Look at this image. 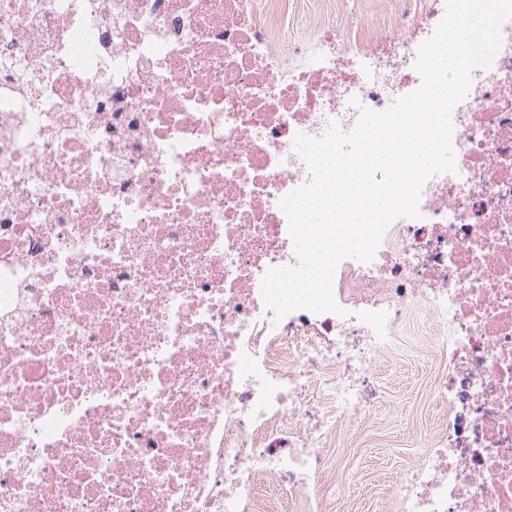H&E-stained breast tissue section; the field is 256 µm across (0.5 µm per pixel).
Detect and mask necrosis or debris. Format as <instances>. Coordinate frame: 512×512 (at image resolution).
Returning <instances> with one entry per match:
<instances>
[{"instance_id": "4bbe7bcc", "label": "necrosis or debris", "mask_w": 512, "mask_h": 512, "mask_svg": "<svg viewBox=\"0 0 512 512\" xmlns=\"http://www.w3.org/2000/svg\"><path fill=\"white\" fill-rule=\"evenodd\" d=\"M279 0H0V512H335L327 449L397 339L436 337L448 430L399 512H512V18L451 111L456 170L338 312L276 318L300 259L281 199L297 135L351 133L416 91L446 0L318 53Z\"/></svg>"}]
</instances>
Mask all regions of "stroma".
Instances as JSON below:
<instances>
[{"mask_svg": "<svg viewBox=\"0 0 512 512\" xmlns=\"http://www.w3.org/2000/svg\"><path fill=\"white\" fill-rule=\"evenodd\" d=\"M395 0H288V29L304 36L308 46L320 41L317 28L324 14L336 17L351 42L368 51L367 31L357 29L354 18L388 24ZM445 361L432 352L419 356L383 357L367 375L376 408L362 422L341 426L330 448L337 474L356 475L361 492L336 493V512H399L395 483L414 462L420 448L440 435L448 424V413L436 405L440 373Z\"/></svg>", "mask_w": 512, "mask_h": 512, "instance_id": "35a3bbf8", "label": "stroma"}]
</instances>
